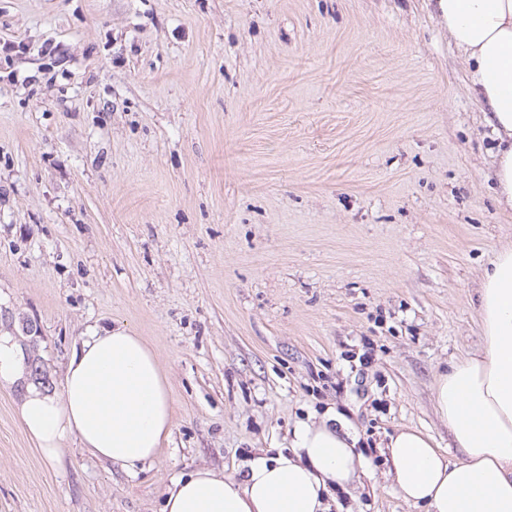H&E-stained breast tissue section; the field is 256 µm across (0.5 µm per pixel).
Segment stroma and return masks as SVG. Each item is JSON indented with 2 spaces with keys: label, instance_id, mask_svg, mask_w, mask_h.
<instances>
[{
  "label": "stroma",
  "instance_id": "1",
  "mask_svg": "<svg viewBox=\"0 0 512 512\" xmlns=\"http://www.w3.org/2000/svg\"><path fill=\"white\" fill-rule=\"evenodd\" d=\"M0 512H162L333 408L372 479L344 512H415L393 430L431 434L439 375L482 345L477 288L512 213L437 0H0ZM122 325L167 378L137 476L78 442L47 463L16 408ZM373 358L359 364L363 344ZM21 377L22 366L17 358L16 344L10 336H0V386H12Z\"/></svg>",
  "mask_w": 512,
  "mask_h": 512
}]
</instances>
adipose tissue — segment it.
<instances>
[{"instance_id": "adipose-tissue-1", "label": "adipose tissue", "mask_w": 512, "mask_h": 512, "mask_svg": "<svg viewBox=\"0 0 512 512\" xmlns=\"http://www.w3.org/2000/svg\"><path fill=\"white\" fill-rule=\"evenodd\" d=\"M466 56L469 82L497 141V205L512 210V0H439ZM481 350L440 374L434 399L460 457L403 427L386 444L393 489L419 512H512V246L501 248L478 288ZM17 412L43 458L70 441L134 475L154 462L173 427L169 384L141 337L116 326L74 350L54 395L28 386ZM342 418L326 409L299 421L289 451L253 456L242 476L200 468L166 489L162 512H329L336 491L368 466Z\"/></svg>"}]
</instances>
